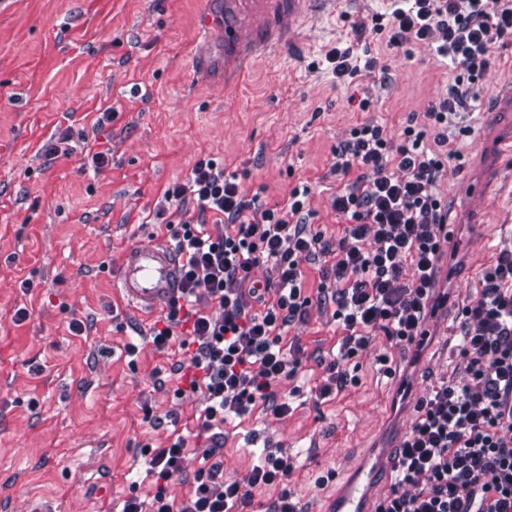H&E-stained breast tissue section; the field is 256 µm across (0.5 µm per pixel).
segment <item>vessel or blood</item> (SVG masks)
I'll return each instance as SVG.
<instances>
[{
    "instance_id": "b4317fda",
    "label": "vessel or blood",
    "mask_w": 512,
    "mask_h": 512,
    "mask_svg": "<svg viewBox=\"0 0 512 512\" xmlns=\"http://www.w3.org/2000/svg\"><path fill=\"white\" fill-rule=\"evenodd\" d=\"M303 0H225L224 70L242 78L252 56L274 50L288 37V21ZM127 301L145 310L167 305L178 292L179 259L166 245L136 246L115 274Z\"/></svg>"
}]
</instances>
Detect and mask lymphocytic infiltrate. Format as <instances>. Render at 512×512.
<instances>
[{"label": "lymphocytic infiltrate", "instance_id": "1", "mask_svg": "<svg viewBox=\"0 0 512 512\" xmlns=\"http://www.w3.org/2000/svg\"><path fill=\"white\" fill-rule=\"evenodd\" d=\"M372 29L393 48L414 40L433 45L455 74L423 122L404 127L399 146H391L384 126L367 121L339 147L334 168L351 178L333 200L345 221L341 235L308 227L307 190L292 189L283 202L267 205L208 156L164 192L166 200L194 202L198 218L167 224L180 260V295L154 327L152 344L162 351L175 330L188 336L194 351L182 379L205 395L203 432L259 403L290 413L277 386L301 364L300 349L286 350L283 333L311 304L302 261L332 260L321 280L335 285L341 338L317 388L320 397L346 386L348 363L370 347L374 333L410 344L424 323L448 223L437 184L472 132L491 43L512 39V0H391ZM210 215L218 230L208 229ZM271 268L277 281L266 277ZM265 290L274 293L267 304ZM200 301L213 305V313L197 309ZM459 328L465 375L437 381L419 402L394 480L375 512H512V250L500 251L486 269ZM184 448V439L174 436L164 447L141 449L155 490L146 500L131 494L122 512H244L254 489L273 486L281 494L272 512H300L285 487L291 457L267 454L246 482L228 481L216 441L203 449L204 465L188 496H172L168 485L182 470Z\"/></svg>", "mask_w": 512, "mask_h": 512}]
</instances>
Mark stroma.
<instances>
[{
    "label": "stroma",
    "instance_id": "obj_1",
    "mask_svg": "<svg viewBox=\"0 0 512 512\" xmlns=\"http://www.w3.org/2000/svg\"><path fill=\"white\" fill-rule=\"evenodd\" d=\"M388 8L309 0L288 23L287 46L232 88L223 37L201 33L221 0H0V512H120L131 483L150 488L140 448L173 434L187 448L169 489L189 492L207 444L205 399L177 394L175 367L193 349L176 339L155 350L161 311L127 304L114 271L130 247L169 243L157 213L180 207L164 192L204 155L267 203L308 187L312 229L341 234L332 201L348 179L333 169L337 147L367 120L399 144L452 77L434 46L393 49L367 32ZM349 45L387 66L391 81H337L325 55ZM490 51L473 133L441 181L457 242L439 261L428 339L394 347L376 333L356 383L323 399L316 387L339 335L333 304H312L283 337L305 350L296 377L279 386L292 411L259 404L225 421L226 480H246L279 446L293 458L287 487L301 512H321L355 481L375 505L387 490L378 469L413 426L417 401L439 377L462 374L459 312L478 297L493 255L512 249V158L501 148L512 137V41ZM109 107L114 119L97 125ZM62 136L66 154L47 157L44 145ZM89 143L111 148L104 171L87 158ZM180 209L195 218L194 205ZM21 308L27 317L15 320ZM383 352L396 370L389 378L376 362Z\"/></svg>",
    "mask_w": 512,
    "mask_h": 512
}]
</instances>
